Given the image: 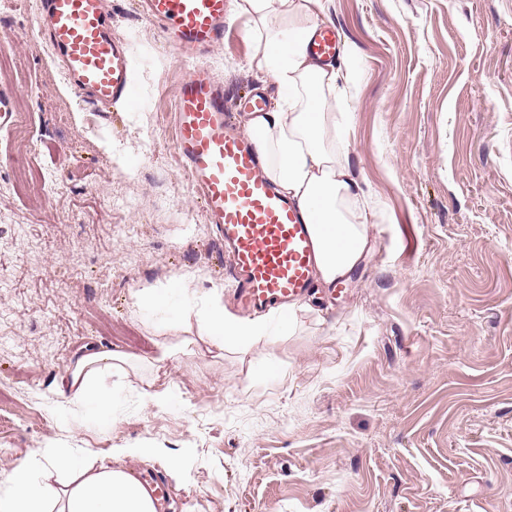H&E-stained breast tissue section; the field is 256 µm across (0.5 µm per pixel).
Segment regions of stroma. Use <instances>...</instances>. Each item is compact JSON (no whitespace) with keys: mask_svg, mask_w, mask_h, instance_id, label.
Instances as JSON below:
<instances>
[{"mask_svg":"<svg viewBox=\"0 0 512 512\" xmlns=\"http://www.w3.org/2000/svg\"><path fill=\"white\" fill-rule=\"evenodd\" d=\"M37 8L0 0L18 113L0 130V482L45 446L106 466L152 448L123 465L160 477L157 512H512V0H328L354 84L327 109L371 191L373 248L345 292L221 350L134 298L193 273L233 306L174 149L194 60L120 0L139 102L100 112L38 38ZM255 50L239 20L205 57L227 99L257 87ZM28 178L58 191L17 190ZM101 349L118 355L105 432L77 427L58 390Z\"/></svg>","mask_w":512,"mask_h":512,"instance_id":"obj_1","label":"stroma"}]
</instances>
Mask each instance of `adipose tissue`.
I'll return each instance as SVG.
<instances>
[{
	"label": "adipose tissue",
	"mask_w": 512,
	"mask_h": 512,
	"mask_svg": "<svg viewBox=\"0 0 512 512\" xmlns=\"http://www.w3.org/2000/svg\"><path fill=\"white\" fill-rule=\"evenodd\" d=\"M326 0H230L233 19L244 20L257 49L248 63L259 79H272L276 94L267 111L244 115V129L264 160L277 192L302 216H313L317 285L334 287L349 278L370 248V194L352 172L346 130L326 109L330 94L348 93L346 63H324L308 42L325 15ZM318 212H311L312 203ZM138 308L160 314H195L200 335L213 347L258 340L265 320L237 317L224 308L223 292L189 289L186 279L168 288L135 293ZM111 351L91 352L70 368L62 391L83 404L79 426L111 427L116 401L100 381L112 371ZM0 512H157L140 480L123 467L95 466L88 458L47 447L20 461L0 484Z\"/></svg>",
	"instance_id": "1"
}]
</instances>
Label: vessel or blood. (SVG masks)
<instances>
[{
	"label": "vessel or blood",
	"instance_id": "1",
	"mask_svg": "<svg viewBox=\"0 0 512 512\" xmlns=\"http://www.w3.org/2000/svg\"><path fill=\"white\" fill-rule=\"evenodd\" d=\"M160 25L172 51L197 58L223 43L229 0H139ZM43 31L71 87L101 112L130 103L129 43L112 34L109 0H39ZM309 49L324 60L341 47L320 28ZM176 149L205 206L208 220L232 255L230 276L239 306L259 311L300 301L315 279V241L298 207L277 194L256 146L237 133L224 108V86L204 66L183 83L176 107Z\"/></svg>",
	"mask_w": 512,
	"mask_h": 512
}]
</instances>
